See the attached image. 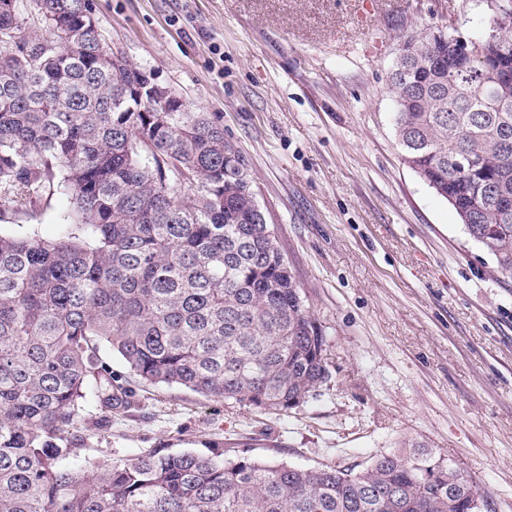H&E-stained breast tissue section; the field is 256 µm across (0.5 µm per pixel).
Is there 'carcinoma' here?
I'll list each match as a JSON object with an SVG mask.
<instances>
[{"mask_svg":"<svg viewBox=\"0 0 512 512\" xmlns=\"http://www.w3.org/2000/svg\"><path fill=\"white\" fill-rule=\"evenodd\" d=\"M37 2L45 37L0 0V215L56 194L71 208L53 240L0 224V512H488L459 464L416 447L358 470L162 448L59 464L88 398L104 421L128 404L102 343L145 382L268 414L329 374L252 177L226 171L240 150L224 129L180 96L153 111L141 68L112 65L97 26L73 23L82 0ZM499 39L492 73L512 85V31ZM406 45L437 64L403 57L390 73L404 163L512 278V100L488 107L485 69L448 44ZM462 152L477 161L460 168Z\"/></svg>","mask_w":512,"mask_h":512,"instance_id":"cac0c4a2","label":"carcinoma"}]
</instances>
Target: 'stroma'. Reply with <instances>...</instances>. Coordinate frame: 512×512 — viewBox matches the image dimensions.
<instances>
[{
    "instance_id": "obj_1",
    "label": "stroma",
    "mask_w": 512,
    "mask_h": 512,
    "mask_svg": "<svg viewBox=\"0 0 512 512\" xmlns=\"http://www.w3.org/2000/svg\"><path fill=\"white\" fill-rule=\"evenodd\" d=\"M113 51L209 113L246 158L306 305L329 378L284 416L142 383L104 427L84 403L66 462L150 448L318 468L362 467L411 440L457 461L512 512V278L403 162L389 74L402 44L437 28L472 37L494 0H90ZM55 196L6 224L56 236Z\"/></svg>"
}]
</instances>
